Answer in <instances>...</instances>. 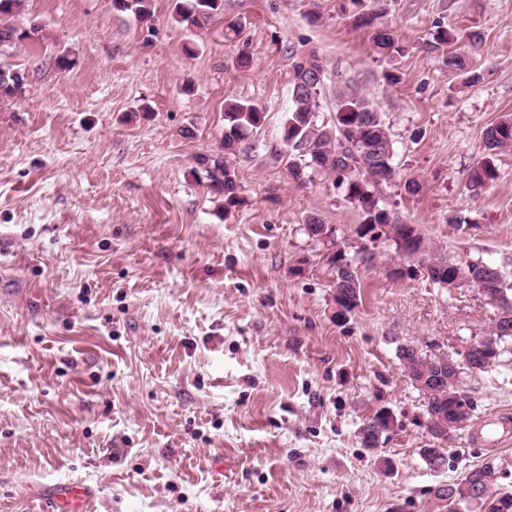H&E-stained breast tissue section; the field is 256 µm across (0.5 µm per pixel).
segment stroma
I'll list each match as a JSON object with an SVG mask.
<instances>
[{"label": "stroma", "instance_id": "1", "mask_svg": "<svg viewBox=\"0 0 512 512\" xmlns=\"http://www.w3.org/2000/svg\"><path fill=\"white\" fill-rule=\"evenodd\" d=\"M175 3L152 0L145 27L112 0H29L43 39L0 51L27 77L0 99V512H41L60 483L92 488L88 512H448L436 488L487 461L494 491L512 492V364L464 374L473 422L436 472L420 455L436 445L424 400L395 355L459 353L494 330L497 306L472 284L393 278L383 244L337 322L304 220L342 240L359 214L331 177L293 182L272 154L292 57L316 53L321 121L350 86L390 129L391 217L512 281V147L492 186H468L483 130L512 116V0H384L391 58L354 24L373 0H224L194 33ZM228 18L246 21V47L225 42ZM439 25L468 73L427 49ZM228 98L266 114L237 158L247 203L229 217L191 173L220 146ZM381 406L396 422L369 452L359 429Z\"/></svg>", "mask_w": 512, "mask_h": 512}]
</instances>
